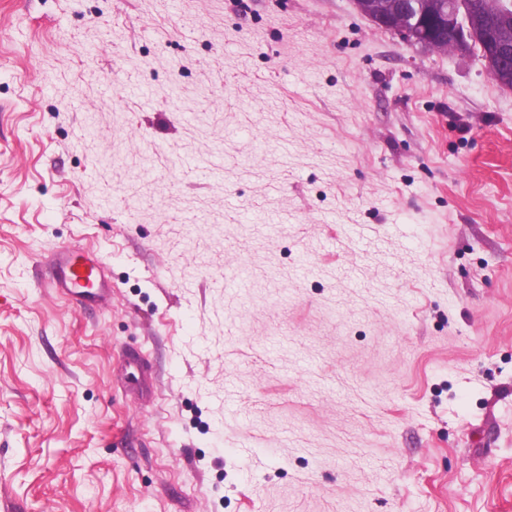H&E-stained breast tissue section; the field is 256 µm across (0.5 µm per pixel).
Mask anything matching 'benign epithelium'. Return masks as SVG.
Segmentation results:
<instances>
[{"label": "benign epithelium", "instance_id": "1", "mask_svg": "<svg viewBox=\"0 0 512 512\" xmlns=\"http://www.w3.org/2000/svg\"><path fill=\"white\" fill-rule=\"evenodd\" d=\"M472 6L466 0H448V25L437 33L433 25L424 23L423 11L418 0H382L375 10V23L390 31H394L410 42L415 31H421L423 40L420 45L433 53L469 51L473 25H471ZM512 10V0H485L481 25V38L486 46L485 68L490 78L502 88H510L503 77L497 59L508 55V48L503 44L497 33L487 24V20Z\"/></svg>", "mask_w": 512, "mask_h": 512}]
</instances>
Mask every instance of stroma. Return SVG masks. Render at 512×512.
<instances>
[{
    "label": "stroma",
    "instance_id": "1",
    "mask_svg": "<svg viewBox=\"0 0 512 512\" xmlns=\"http://www.w3.org/2000/svg\"><path fill=\"white\" fill-rule=\"evenodd\" d=\"M0 512H512V89L355 0H0ZM57 268L55 286L63 291L75 294L95 303L112 293V285L96 278V265L84 260V255L69 249H60L53 257ZM93 279L92 288H82L84 278Z\"/></svg>",
    "mask_w": 512,
    "mask_h": 512
}]
</instances>
